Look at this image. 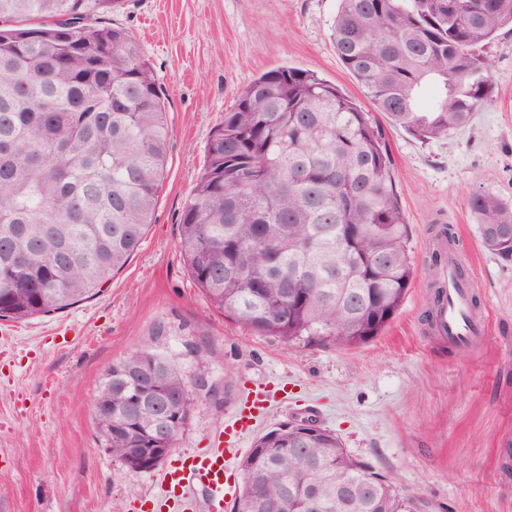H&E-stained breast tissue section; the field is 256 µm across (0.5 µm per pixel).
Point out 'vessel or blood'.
Returning a JSON list of instances; mask_svg holds the SVG:
<instances>
[{"mask_svg": "<svg viewBox=\"0 0 512 512\" xmlns=\"http://www.w3.org/2000/svg\"><path fill=\"white\" fill-rule=\"evenodd\" d=\"M446 290L435 314L434 329L449 342L471 347L486 335L488 322L475 311L471 298L473 287L460 280L455 264H448L442 273ZM285 386H264L251 390L210 447L198 449L183 457L178 466L165 470L161 476L163 493L157 497L152 512H224V502L236 491V476L230 464L242 441L259 423V414L267 403L287 398Z\"/></svg>", "mask_w": 512, "mask_h": 512, "instance_id": "vessel-or-blood-1", "label": "vessel or blood"}]
</instances>
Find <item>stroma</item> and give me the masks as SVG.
<instances>
[{
    "label": "stroma",
    "mask_w": 512,
    "mask_h": 512,
    "mask_svg": "<svg viewBox=\"0 0 512 512\" xmlns=\"http://www.w3.org/2000/svg\"><path fill=\"white\" fill-rule=\"evenodd\" d=\"M337 0H127L108 22L140 41L166 94V178L140 249L92 298L48 315L0 321V512H135L160 495V471L113 459L92 404L113 363L144 351L204 372L167 457L209 443L248 389L287 384L259 432L311 418L347 453L394 478L428 512H512V258L480 243L468 201H512V33L490 49L497 103L469 126L423 143L384 126L408 224L416 277L384 330L350 349L285 345L213 309L189 279L178 224L213 130L241 90L268 70L316 71L361 91L336 56ZM450 227L456 259L475 283L488 334L462 350L425 322L436 233Z\"/></svg>",
    "instance_id": "stroma-1"
}]
</instances>
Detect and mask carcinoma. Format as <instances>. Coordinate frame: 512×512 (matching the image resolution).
I'll return each mask as SVG.
<instances>
[{"instance_id":"1","label":"carcinoma","mask_w":512,"mask_h":512,"mask_svg":"<svg viewBox=\"0 0 512 512\" xmlns=\"http://www.w3.org/2000/svg\"><path fill=\"white\" fill-rule=\"evenodd\" d=\"M124 5L0 0L1 320L92 297L154 221L170 144L165 93L136 37L106 21ZM507 27L512 0H339L330 37L374 109L424 143L495 105L490 48ZM469 209L482 244L512 257V203L476 192ZM178 246L212 306L288 345L368 342L415 276L375 117L289 66L250 81L211 133ZM191 379L160 354L113 364L94 413L112 457L128 462L149 429L190 416ZM293 436L286 424L255 440L235 512H263L258 494L304 512L311 491L320 512H416L333 431L283 451Z\"/></svg>"}]
</instances>
